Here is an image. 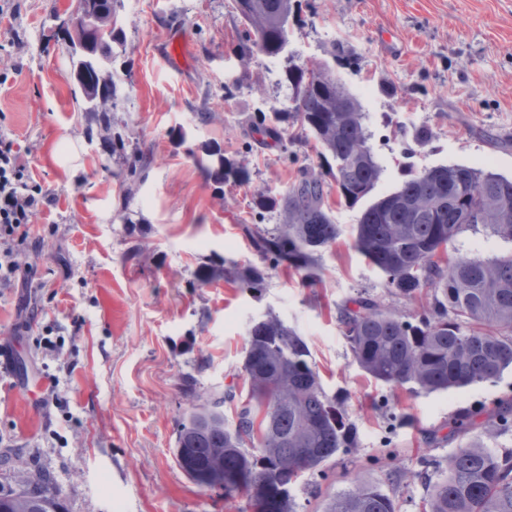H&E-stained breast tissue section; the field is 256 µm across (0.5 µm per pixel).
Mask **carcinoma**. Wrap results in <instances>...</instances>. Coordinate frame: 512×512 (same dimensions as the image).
Wrapping results in <instances>:
<instances>
[{
  "mask_svg": "<svg viewBox=\"0 0 512 512\" xmlns=\"http://www.w3.org/2000/svg\"><path fill=\"white\" fill-rule=\"evenodd\" d=\"M245 26L239 55L274 58L288 51L289 33L281 25L293 12L292 0H233ZM107 64L86 68L76 81L83 112L112 132L108 157L120 183L142 182L150 151L132 141L95 101L124 99L122 83ZM321 66L295 63L285 72L291 106L270 114H248L239 125L252 137L247 150L287 149L291 142L314 140L322 164L306 169L282 193L257 190L259 213L278 217L267 227L243 230L259 258L242 267L201 269L199 281L216 278L259 288L269 270L282 269L313 288L322 282V254L341 235L328 202L353 207L369 204L352 233L353 247L384 276L385 287L408 312L383 306L366 290L337 308L336 323L353 360L390 389L413 394L445 392L484 383L512 367V254L492 259L457 252L454 244L467 229L512 241V178L480 167L441 165L410 171L399 188L375 194L382 167L368 145L365 113L358 99L335 79H323ZM197 162L217 185H245L252 175L243 160L206 150ZM246 397L235 418L224 404L237 397V383L221 393L192 397L178 421L175 458L197 485L221 490L224 499H245L248 512H296L291 490L306 473L343 449L358 447V431L344 400L328 395L309 346L299 332L275 314L247 331L241 374ZM449 435L480 434L448 457L442 477L422 502L420 512H512V452L488 447L512 430V399L490 410H465L448 424ZM20 491L0 490V512H62L53 479L42 470L19 475ZM325 512H398L378 486L357 481L333 497Z\"/></svg>",
  "mask_w": 512,
  "mask_h": 512,
  "instance_id": "carcinoma-1",
  "label": "carcinoma"
}]
</instances>
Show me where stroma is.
Here are the masks:
<instances>
[{
  "label": "stroma",
  "mask_w": 512,
  "mask_h": 512,
  "mask_svg": "<svg viewBox=\"0 0 512 512\" xmlns=\"http://www.w3.org/2000/svg\"><path fill=\"white\" fill-rule=\"evenodd\" d=\"M0 19V134L24 150L55 197L33 216L21 276L0 287V487L24 469L49 472L66 512H238L191 482L173 454L176 424L198 391L220 392L241 371L248 328L273 313L305 338L327 394L345 396L359 448L338 452L292 494L297 512H324L355 481L378 485L399 512H419L461 442L448 423L465 407L512 398V370L493 383L392 395L353 361L336 309L356 290L395 300L352 246L361 207L330 198L343 230L323 253V279L302 287L283 270L253 290L196 279L205 265L252 261L243 225L274 224L251 208L255 188L281 192L319 157L245 148V114L286 108L288 55L329 69L367 115L369 145L399 186L408 170L481 167L512 176V0H297L287 55L243 62L231 0H124L126 50L110 68L126 100L115 120L153 162L123 190L105 167L103 130L85 136L81 93L60 30L78 0H19ZM347 44L358 64L330 55ZM187 51L171 66V44ZM261 92H253V85ZM213 113L203 123L199 113ZM427 129L426 144L414 136ZM245 160L248 185L216 189L193 156L205 143ZM142 254H135V247ZM51 328L62 348L36 345ZM66 404L41 405L51 379Z\"/></svg>",
  "instance_id": "stroma-1"
}]
</instances>
